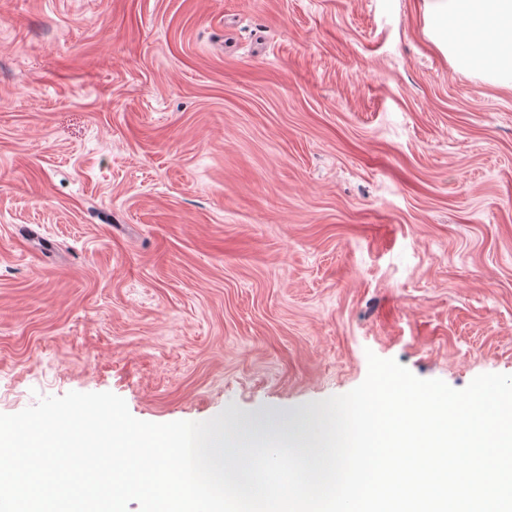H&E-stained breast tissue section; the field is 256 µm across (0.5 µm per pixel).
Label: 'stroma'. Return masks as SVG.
Segmentation results:
<instances>
[{
    "label": "stroma",
    "mask_w": 512,
    "mask_h": 512,
    "mask_svg": "<svg viewBox=\"0 0 512 512\" xmlns=\"http://www.w3.org/2000/svg\"><path fill=\"white\" fill-rule=\"evenodd\" d=\"M371 353L512 374V90L421 0H0V413L304 443Z\"/></svg>",
    "instance_id": "obj_1"
}]
</instances>
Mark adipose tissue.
Here are the masks:
<instances>
[{
  "label": "adipose tissue",
  "instance_id": "ef3b65f1",
  "mask_svg": "<svg viewBox=\"0 0 512 512\" xmlns=\"http://www.w3.org/2000/svg\"><path fill=\"white\" fill-rule=\"evenodd\" d=\"M463 34L448 38L449 18ZM423 33L452 65L512 89V0H422Z\"/></svg>",
  "mask_w": 512,
  "mask_h": 512
}]
</instances>
